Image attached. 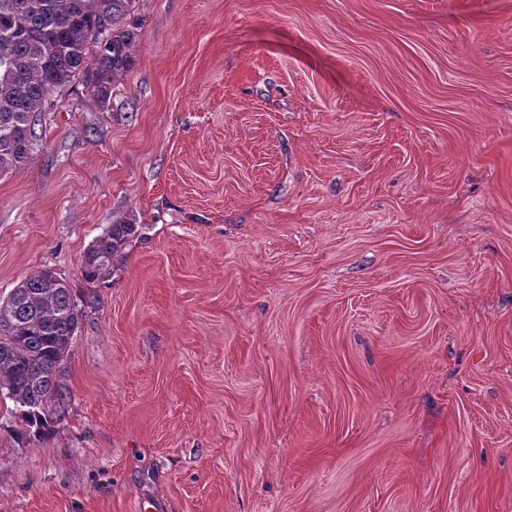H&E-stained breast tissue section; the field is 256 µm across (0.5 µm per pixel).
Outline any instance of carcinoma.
<instances>
[{
    "label": "carcinoma",
    "instance_id": "obj_1",
    "mask_svg": "<svg viewBox=\"0 0 512 512\" xmlns=\"http://www.w3.org/2000/svg\"><path fill=\"white\" fill-rule=\"evenodd\" d=\"M139 0H0V173L25 165L37 140L39 113L53 95L83 78L107 109L113 90L135 63ZM142 225H109L83 253L88 283L112 277L116 262ZM82 318L71 288L48 269L0 297V393L39 435L65 415L59 382Z\"/></svg>",
    "mask_w": 512,
    "mask_h": 512
}]
</instances>
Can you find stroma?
<instances>
[{
    "instance_id": "35a3bbf8",
    "label": "stroma",
    "mask_w": 512,
    "mask_h": 512,
    "mask_svg": "<svg viewBox=\"0 0 512 512\" xmlns=\"http://www.w3.org/2000/svg\"><path fill=\"white\" fill-rule=\"evenodd\" d=\"M134 16L0 175V295L83 311L64 418L0 398V512H512V0ZM142 224L120 220L110 224L83 253L80 261L82 278L88 283L105 282L111 278L116 262L134 238L141 236Z\"/></svg>"
}]
</instances>
